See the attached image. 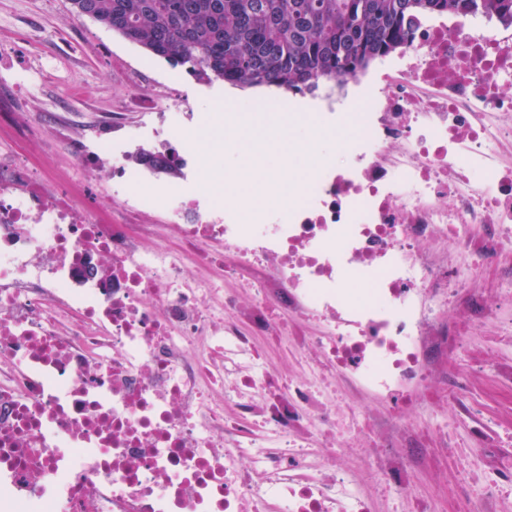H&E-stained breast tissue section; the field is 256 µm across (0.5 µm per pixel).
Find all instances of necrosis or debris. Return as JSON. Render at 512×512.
<instances>
[{
	"mask_svg": "<svg viewBox=\"0 0 512 512\" xmlns=\"http://www.w3.org/2000/svg\"><path fill=\"white\" fill-rule=\"evenodd\" d=\"M352 116L336 148L301 138L303 199L248 224L178 182L164 223L135 198L103 224L0 153V512H434L410 488L449 464L455 512H512V361L480 387L457 359L512 299L474 285L512 274V28L424 18L300 122Z\"/></svg>",
	"mask_w": 512,
	"mask_h": 512,
	"instance_id": "1",
	"label": "necrosis or debris"
}]
</instances>
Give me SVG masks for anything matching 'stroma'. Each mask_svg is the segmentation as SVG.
Segmentation results:
<instances>
[{
  "mask_svg": "<svg viewBox=\"0 0 512 512\" xmlns=\"http://www.w3.org/2000/svg\"><path fill=\"white\" fill-rule=\"evenodd\" d=\"M295 104L310 112L320 93L289 94L274 88L234 89L217 80L196 81L184 68L147 52L116 32L73 13L69 0H0V150L16 153L34 172L60 179L70 187L92 189L103 215L121 217L127 197L147 194L130 184L126 195H115L103 165L83 161L88 143L100 156L112 149L109 130L118 125L136 134L152 125L163 108L192 110L191 132L202 141L223 136L218 157L227 178H234L241 159L252 158L257 169L253 193L267 195L266 178L275 176L295 136L286 112L251 114L243 124L225 122L220 103L234 102L247 111L252 100ZM279 142L277 152L251 156L252 139ZM493 322L473 332L460 352L479 381L490 382L489 357L512 358L511 350L490 352L497 335Z\"/></svg>",
  "mask_w": 512,
  "mask_h": 512,
  "instance_id": "35a3bbf8",
  "label": "stroma"
}]
</instances>
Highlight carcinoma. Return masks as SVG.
Here are the masks:
<instances>
[{
  "instance_id": "obj_1",
  "label": "carcinoma",
  "mask_w": 512,
  "mask_h": 512,
  "mask_svg": "<svg viewBox=\"0 0 512 512\" xmlns=\"http://www.w3.org/2000/svg\"><path fill=\"white\" fill-rule=\"evenodd\" d=\"M72 11L138 44L196 80L312 93L360 76L400 50L429 15L483 13L512 27V0H70ZM132 161L180 174L167 151Z\"/></svg>"
}]
</instances>
